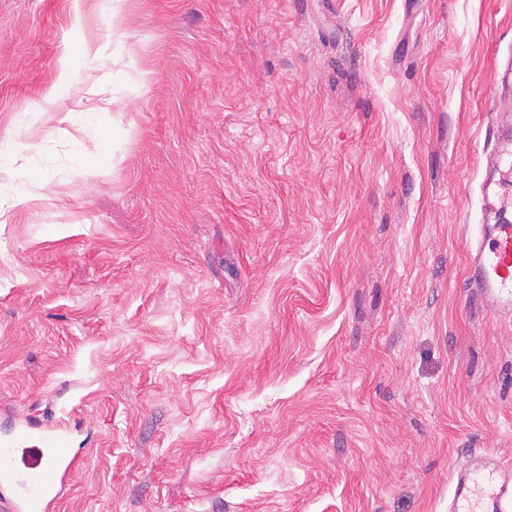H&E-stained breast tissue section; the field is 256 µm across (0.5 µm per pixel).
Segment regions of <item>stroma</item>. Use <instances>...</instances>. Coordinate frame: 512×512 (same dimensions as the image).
Returning <instances> with one entry per match:
<instances>
[{"instance_id": "stroma-1", "label": "stroma", "mask_w": 512, "mask_h": 512, "mask_svg": "<svg viewBox=\"0 0 512 512\" xmlns=\"http://www.w3.org/2000/svg\"><path fill=\"white\" fill-rule=\"evenodd\" d=\"M511 51L512 0H0V431L76 429L58 512H448L512 462L465 285ZM448 512H508L512 508V464L471 450L453 471Z\"/></svg>"}]
</instances>
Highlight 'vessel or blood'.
<instances>
[{
  "mask_svg": "<svg viewBox=\"0 0 512 512\" xmlns=\"http://www.w3.org/2000/svg\"><path fill=\"white\" fill-rule=\"evenodd\" d=\"M512 114L501 113L489 132L495 154L487 164L499 175L484 193L507 206L504 188L512 182ZM467 286L491 313L512 318V224L502 220L471 227ZM70 427L52 419H32L0 438V512H54L64 484L79 464L69 449ZM448 512H512V464L488 452L470 451L452 474Z\"/></svg>",
  "mask_w": 512,
  "mask_h": 512,
  "instance_id": "obj_1",
  "label": "vessel or blood"
}]
</instances>
